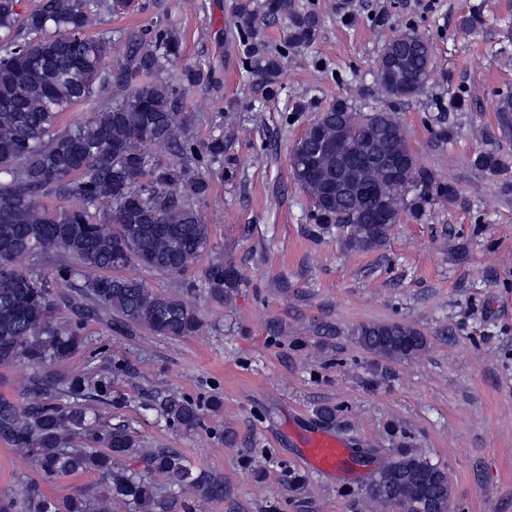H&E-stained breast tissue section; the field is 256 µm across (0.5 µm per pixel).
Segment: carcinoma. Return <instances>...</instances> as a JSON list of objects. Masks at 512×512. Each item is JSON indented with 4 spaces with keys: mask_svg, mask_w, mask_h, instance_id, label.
I'll use <instances>...</instances> for the list:
<instances>
[{
    "mask_svg": "<svg viewBox=\"0 0 512 512\" xmlns=\"http://www.w3.org/2000/svg\"><path fill=\"white\" fill-rule=\"evenodd\" d=\"M19 0H0V366L18 361L33 369L23 402L0 397V438L27 454L47 480L93 472L101 489L82 490L61 500L34 491L33 512H101L119 500L129 512H178L175 496L159 495L152 477L172 488H193L206 501H224V479L192 468L171 448L145 455L147 471L121 465L140 452L141 441L124 425L91 422L89 403L117 404L112 381L62 373L58 366L84 344L87 322L98 320L117 333L147 329L156 336L182 338L202 327L199 311L178 294L150 288L124 274L131 266L172 277L184 275L210 248V225L199 203L213 178H224V136L196 139L183 109L186 87L199 69L181 65L182 40L176 29L150 21L124 41L125 54L112 66L104 59L112 36L88 34L98 16L139 9L136 0H38L26 14ZM238 39L251 69L273 92L280 59L261 38L258 19H284L280 42L297 48L313 42L321 20L294 0H235ZM429 39L416 32L395 36L376 61L377 82L394 99L420 93L431 77ZM88 103L89 118L64 130L61 112ZM500 125L512 129V95L494 105ZM347 104L322 113L330 134L346 123ZM379 142L401 163V188L388 199L414 215L432 194L453 199L452 186L435 182L409 150L400 122L388 111L363 117ZM148 144L173 152L178 162L153 163ZM474 163L491 173L503 163L480 152ZM294 180L314 203L317 224L343 229L344 245L370 251L384 244L392 228L378 223L380 199L364 192L336 194L345 172L336 151L312 139L290 154ZM415 195H410L411 191ZM50 199L74 204L52 208ZM53 261L50 276L34 270ZM209 296L229 297L241 282L234 265L214 258L204 270ZM78 283L64 306L70 319L56 317L58 298L50 281ZM358 346L375 356L401 361L427 348V338L410 322H368L355 332ZM151 407L165 423L185 431L201 425L196 402L158 391ZM369 508L386 512H448V473L424 458L400 454L375 471L368 483Z\"/></svg>",
    "mask_w": 512,
    "mask_h": 512,
    "instance_id": "cac0c4a2",
    "label": "carcinoma"
}]
</instances>
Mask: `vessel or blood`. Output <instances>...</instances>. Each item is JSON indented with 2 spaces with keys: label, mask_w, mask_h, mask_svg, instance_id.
<instances>
[{
  "label": "vessel or blood",
  "mask_w": 512,
  "mask_h": 512,
  "mask_svg": "<svg viewBox=\"0 0 512 512\" xmlns=\"http://www.w3.org/2000/svg\"><path fill=\"white\" fill-rule=\"evenodd\" d=\"M288 431L300 444L299 455L304 465L320 475L343 470L349 458L347 441L340 435L322 429L289 425Z\"/></svg>",
  "instance_id": "b4317fda"
}]
</instances>
